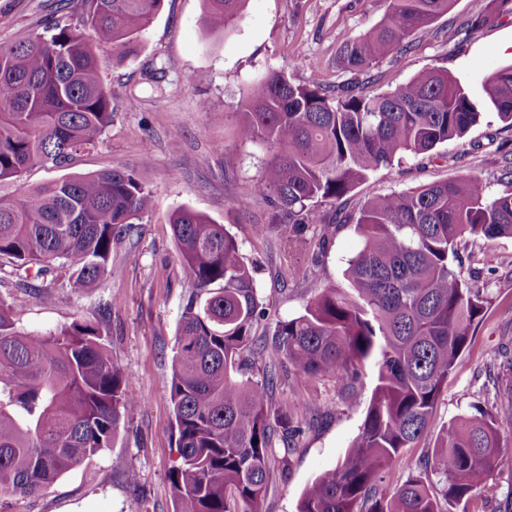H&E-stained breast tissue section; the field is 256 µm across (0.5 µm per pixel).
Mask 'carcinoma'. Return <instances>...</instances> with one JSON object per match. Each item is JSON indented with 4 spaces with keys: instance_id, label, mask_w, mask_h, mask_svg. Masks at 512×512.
Segmentation results:
<instances>
[{
    "instance_id": "cac0c4a2",
    "label": "carcinoma",
    "mask_w": 512,
    "mask_h": 512,
    "mask_svg": "<svg viewBox=\"0 0 512 512\" xmlns=\"http://www.w3.org/2000/svg\"><path fill=\"white\" fill-rule=\"evenodd\" d=\"M246 0H206V23L227 29ZM383 20L346 41L351 78L337 85L296 83L272 71L253 83L243 105L242 138L264 143L268 167L258 194L288 247L306 243L310 224L330 206L328 223L354 224L364 246L349 260L354 294L324 288L305 312L275 322L256 346L252 328L267 316L254 267L222 224L181 207L169 224L182 279L191 288L176 332L169 399L179 462L170 472L176 512H258L276 445L290 449L303 428L271 413L281 376H331L352 388L362 367L377 368L358 436L343 461L302 494L296 512H445L473 492L492 493L500 448L512 432V384L491 408L459 414L438 433L422 477L393 492L382 473L427 432L448 376L491 299L466 280L458 254L465 236L512 238V150L502 154L505 189L485 192L476 177L367 199L339 216L341 201L368 174L405 155L462 138L481 113L448 74L423 70L392 90L365 94L384 58L411 50L415 36H437L434 22L455 0H385ZM41 32L0 43V181L28 167H65L95 146L112 124V89L100 54L122 61L163 0H81ZM512 16V0H481L455 31L464 40ZM484 92L512 121V65L488 75ZM150 192L128 170L68 177L21 196H0V259L36 267L55 280L71 270L74 288L105 274L112 245L136 230ZM19 298L0 299V499L41 494L84 459L112 446L121 420L140 402L112 364L99 326L75 321L31 335L13 319ZM257 361L258 380L238 379ZM258 443H253V440Z\"/></svg>"
}]
</instances>
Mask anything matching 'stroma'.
Returning a JSON list of instances; mask_svg holds the SVG:
<instances>
[{
  "label": "stroma",
  "mask_w": 512,
  "mask_h": 512,
  "mask_svg": "<svg viewBox=\"0 0 512 512\" xmlns=\"http://www.w3.org/2000/svg\"><path fill=\"white\" fill-rule=\"evenodd\" d=\"M56 3L0 0V42L40 30ZM473 8V0H456L436 22L444 36L418 38L411 51L384 59L372 70L367 93L386 91L425 69H440L483 101L487 76L512 64V18L458 42L452 32ZM385 10V0H247L235 26L212 30L204 23V0H164L141 34L137 54L102 67L114 116L96 146L68 167L34 166L19 179L0 183V194L14 195L117 168L134 172L152 194L137 232L113 245L107 272L94 287L77 290L64 278L48 285L31 273L20 288L9 265L0 266V298L26 300L15 313L20 329L44 334L76 320L99 325L114 365L129 376V392L144 402L122 421L111 448L63 474L42 494L0 500V512H174L169 472L179 452L169 384L177 325L190 293L168 224L176 209L187 206L224 225L253 263L258 291L270 311L253 328L257 342L270 338L275 319L303 314L324 287L349 291L347 262L362 247L351 224L310 225V242L300 255L307 275L289 280L288 245L272 223L271 210L255 195L269 153L262 143L240 137L239 110L250 84L271 71L296 82L336 85L347 80L339 63L342 44L377 25ZM308 59L318 60L319 68L305 69ZM158 64L165 66L166 77L161 90L151 91L144 75ZM134 88L140 89V100L129 108L125 99ZM203 103L208 106L204 112L199 109ZM510 144L512 124L487 111L464 138L371 172L343 199L342 209L354 213L367 198L462 175L476 176L488 192H499L501 148ZM250 193L255 196L251 209L237 211L236 200ZM259 224L267 225L265 236L256 234ZM323 233L328 241L321 247L317 239ZM458 250L465 268L480 273L492 302L439 397L428 435L404 449L386 471L384 485L391 490L422 475L423 458L451 418L491 406L495 385L488 367L501 348L512 349V239L488 243L466 237ZM46 289L53 294L48 303L41 298ZM376 383V368L366 365L352 402L329 377L305 381L291 374L280 379L272 406L298 418L303 431L287 463L273 462L260 512H295L303 491L344 459ZM116 456L126 460L128 472L113 469Z\"/></svg>",
  "instance_id": "stroma-1"
}]
</instances>
